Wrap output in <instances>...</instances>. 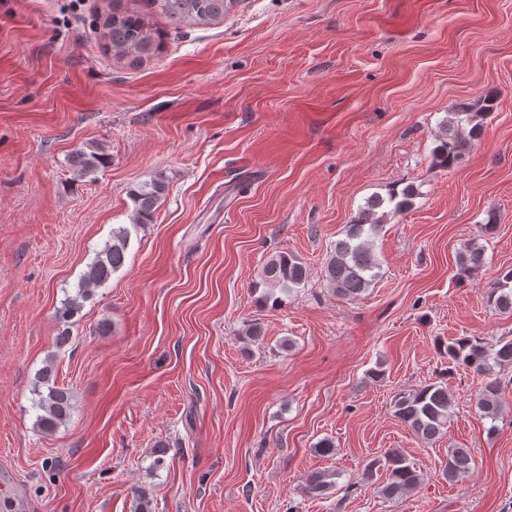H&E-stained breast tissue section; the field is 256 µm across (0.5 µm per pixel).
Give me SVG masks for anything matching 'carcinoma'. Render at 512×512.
I'll use <instances>...</instances> for the list:
<instances>
[{
    "instance_id": "1",
    "label": "carcinoma",
    "mask_w": 512,
    "mask_h": 512,
    "mask_svg": "<svg viewBox=\"0 0 512 512\" xmlns=\"http://www.w3.org/2000/svg\"><path fill=\"white\" fill-rule=\"evenodd\" d=\"M235 4L236 0H151L153 11L174 25L220 19ZM99 37L105 46L133 61H141L156 53L160 44L157 32L143 17L133 13L123 15L114 12L106 16L99 27ZM495 105L496 98L492 95L484 98V106L478 112L464 103L455 105L450 119L441 126L437 145L432 151L435 165L448 169L457 166L469 141L479 137L482 116L493 111ZM68 164L75 179L93 182L108 164V157L80 146L68 157ZM165 189V182L159 176L131 191L134 223L146 224L152 220ZM419 195L417 186L409 183L389 189L385 196L374 194L366 199L350 224L345 226L342 237L331 246L324 262V277L337 295L356 299L382 277V262L376 253L375 240L386 217L409 209ZM128 245V229L118 227L112 230L110 239L95 253L75 294L66 296L61 308L56 310V318L62 324L57 336L59 345L68 343L69 325L79 315L83 304L124 265ZM485 264L483 246L475 241L466 243L456 258V279L461 283L475 280ZM307 276V268L300 258L291 252L281 251L263 265L254 289H263V304L277 305L305 284ZM487 301L502 313H512V269L500 274L488 289ZM439 350L453 366L473 369L485 377L476 406L483 418L492 422L489 430H494L493 423L501 411L500 371L512 367V340L499 339L491 343L479 337L459 336L447 343H439ZM32 392V408L37 411L36 426L39 430L51 432L70 419L74 411L73 396L69 389L57 385L54 361L46 362L38 373ZM393 407L397 418L425 443L435 440L448 428L451 399L444 384L429 383L411 392H400L395 396ZM472 469L473 457L469 449H448L444 473L449 482L467 478ZM380 470L385 471V480L379 486V493L387 500L402 498L422 481L416 467L395 451L369 460L366 480H372ZM334 486V474L328 472H314L304 482L306 494L313 498L325 497Z\"/></svg>"
}]
</instances>
